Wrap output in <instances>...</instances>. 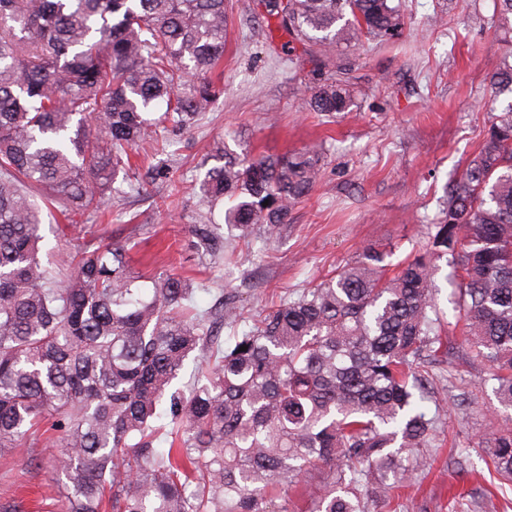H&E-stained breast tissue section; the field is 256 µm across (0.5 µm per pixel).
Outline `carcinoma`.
Here are the masks:
<instances>
[{"label": "carcinoma", "mask_w": 512, "mask_h": 512, "mask_svg": "<svg viewBox=\"0 0 512 512\" xmlns=\"http://www.w3.org/2000/svg\"><path fill=\"white\" fill-rule=\"evenodd\" d=\"M266 18L306 46L320 75L309 111L351 112L346 80L323 52L400 34L404 0H262ZM495 28L512 34V0ZM227 0H0V452L43 435L61 481L59 512H291L310 470L328 481L311 512H368L409 479L398 455L432 447L426 364L454 340L435 298L437 261L457 265V327L493 363L512 409V103L446 190L427 244L393 275L372 245L357 260L254 320L228 347L216 325L241 313L190 303L174 273L139 283L124 244L74 237L42 263V209L98 214L130 183V153L151 126L183 129L221 96ZM512 92V50L491 80ZM199 184L210 212L266 243L310 195L324 152L237 158ZM200 258H228L214 224H193ZM247 350L242 351L240 347ZM197 354L201 378L170 390ZM169 448H155L161 416ZM512 480V416L488 445Z\"/></svg>", "instance_id": "cac0c4a2"}]
</instances>
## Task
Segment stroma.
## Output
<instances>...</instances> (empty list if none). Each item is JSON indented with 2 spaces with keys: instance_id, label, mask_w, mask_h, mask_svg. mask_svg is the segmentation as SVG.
<instances>
[{
  "instance_id": "stroma-1",
  "label": "stroma",
  "mask_w": 512,
  "mask_h": 512,
  "mask_svg": "<svg viewBox=\"0 0 512 512\" xmlns=\"http://www.w3.org/2000/svg\"><path fill=\"white\" fill-rule=\"evenodd\" d=\"M441 8L447 14L439 27L433 15ZM493 14V0H405L396 39H363L347 51L357 106L327 118L306 108L312 64L302 47H289L260 0H231L223 97L200 123L147 137L134 171L139 190L109 200L106 218L77 215L72 225L46 230L44 261L55 262L69 232L126 244L134 272L197 282L199 309L235 296L242 319L222 330L225 342L280 299L354 261L363 246L398 263L434 234L445 185L460 177L495 110L512 101L491 93L489 75L512 48L496 33ZM217 140L254 158L312 143L325 151L321 178L288 227L241 263H202L189 233L190 225L224 221L223 209L205 215L197 201ZM429 372L434 446L411 460L408 487L390 502L370 503L369 512H512V482L487 454L503 415L487 362L460 346ZM51 450L43 442L0 454V503L55 512L61 488L47 465Z\"/></svg>"
}]
</instances>
